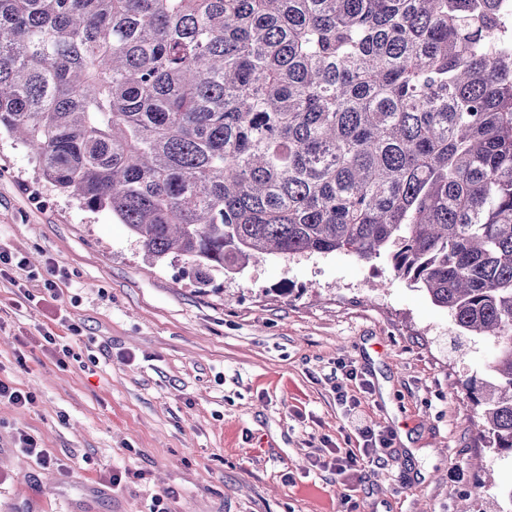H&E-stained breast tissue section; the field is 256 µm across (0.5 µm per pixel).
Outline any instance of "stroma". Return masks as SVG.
<instances>
[{
    "instance_id": "35a3bbf8",
    "label": "stroma",
    "mask_w": 512,
    "mask_h": 512,
    "mask_svg": "<svg viewBox=\"0 0 512 512\" xmlns=\"http://www.w3.org/2000/svg\"><path fill=\"white\" fill-rule=\"evenodd\" d=\"M35 166L0 133V247L27 260L0 277V378L35 395L0 400V512H149L166 491L169 512H512V453L486 448L468 389L497 345L386 257L271 256L203 285ZM52 267L58 300L26 301ZM63 314L82 335L61 367L41 335H66ZM355 415L387 454L311 466L358 448ZM22 431L60 468L21 455Z\"/></svg>"
}]
</instances>
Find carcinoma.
<instances>
[{
  "instance_id": "1",
  "label": "carcinoma",
  "mask_w": 512,
  "mask_h": 512,
  "mask_svg": "<svg viewBox=\"0 0 512 512\" xmlns=\"http://www.w3.org/2000/svg\"><path fill=\"white\" fill-rule=\"evenodd\" d=\"M199 278L388 257L497 353L512 451V20L501 0H0V131Z\"/></svg>"
}]
</instances>
